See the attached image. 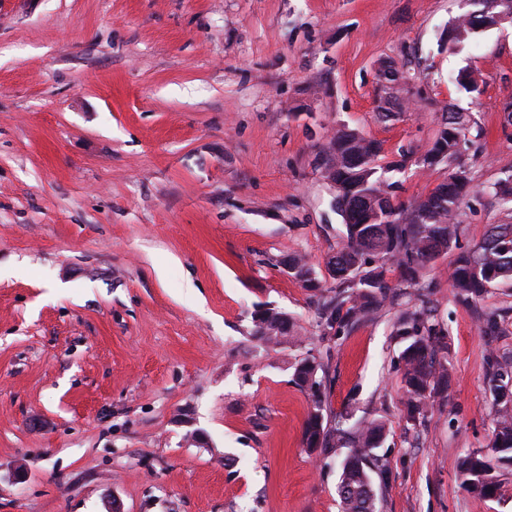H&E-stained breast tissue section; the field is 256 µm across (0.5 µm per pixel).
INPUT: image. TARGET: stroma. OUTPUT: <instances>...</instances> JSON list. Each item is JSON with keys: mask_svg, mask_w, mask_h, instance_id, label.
I'll return each mask as SVG.
<instances>
[{"mask_svg": "<svg viewBox=\"0 0 512 512\" xmlns=\"http://www.w3.org/2000/svg\"><path fill=\"white\" fill-rule=\"evenodd\" d=\"M458 0H0V512H340L346 451L308 453L297 355L255 339L284 311L328 353L329 417L384 411L382 512H512L457 464L491 437L490 353L512 352V288L479 332L448 270L430 296L449 327L448 400L416 429L393 312L332 349L299 253L331 287L343 218L323 174L335 130L382 146L403 204L448 179L418 161L443 114L470 113L458 160L476 187L460 243L512 223L490 186L512 173V22L441 47ZM404 107L379 116V70ZM477 70L482 92L453 79ZM288 264V274L301 284L303 288L310 291H317L320 283L316 277V272L309 261L299 254L288 255L284 265Z\"/></svg>", "mask_w": 512, "mask_h": 512, "instance_id": "obj_1", "label": "stroma"}]
</instances>
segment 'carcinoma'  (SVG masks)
Here are the masks:
<instances>
[{"instance_id":"cac0c4a2","label":"carcinoma","mask_w":512,"mask_h":512,"mask_svg":"<svg viewBox=\"0 0 512 512\" xmlns=\"http://www.w3.org/2000/svg\"><path fill=\"white\" fill-rule=\"evenodd\" d=\"M504 10L497 0H474L471 9L448 25L442 38L450 52L463 48L475 34L473 28L493 21ZM471 116L450 112L442 119L422 167L441 161L456 162L466 144ZM328 162L332 179L351 196L352 223L342 224L336 252L329 256L328 271L335 288L319 308L321 335L339 341L372 321L386 307H401L393 334L403 345L399 356L405 383V422L414 427L435 405L448 401L449 328L437 317L428 300L432 283L427 270L459 242L458 212L474 193L467 172L457 168L429 195L405 206L396 201L393 184L378 174L380 145L360 132L341 128L331 137ZM500 204L512 209V174L491 187ZM288 274L302 287L317 291L320 283L309 261L290 254L284 261ZM456 304L477 307L490 289L512 284V224H494L478 244L454 255L451 272ZM480 333L499 332L498 314L478 311ZM253 335L269 347L284 343L301 351L292 365V382L306 391L312 408L306 421L307 448L325 453L346 448L338 493L341 512H378L373 477L385 483L390 468L378 449L386 436L384 417H344L332 425L325 417L322 392L326 368L322 358L307 348L288 314L274 308L256 312ZM489 396L492 439L486 450L465 453L458 462L461 485L485 498H494L500 476L512 470V354L489 357Z\"/></svg>"}]
</instances>
